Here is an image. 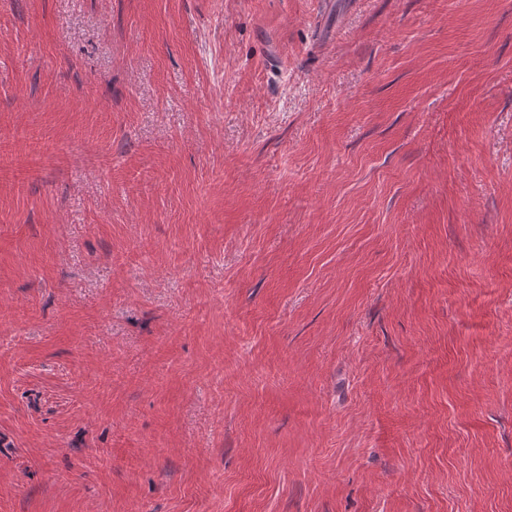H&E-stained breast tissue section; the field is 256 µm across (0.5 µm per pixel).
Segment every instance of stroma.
Listing matches in <instances>:
<instances>
[{"label":"stroma","mask_w":512,"mask_h":512,"mask_svg":"<svg viewBox=\"0 0 512 512\" xmlns=\"http://www.w3.org/2000/svg\"><path fill=\"white\" fill-rule=\"evenodd\" d=\"M0 512H512V0H0Z\"/></svg>","instance_id":"stroma-1"}]
</instances>
